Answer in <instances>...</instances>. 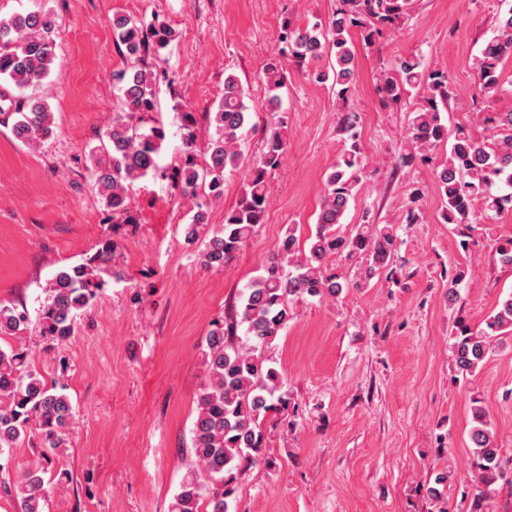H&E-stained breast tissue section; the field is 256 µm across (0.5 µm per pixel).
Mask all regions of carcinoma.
<instances>
[{
    "label": "carcinoma",
    "instance_id": "carcinoma-1",
    "mask_svg": "<svg viewBox=\"0 0 512 512\" xmlns=\"http://www.w3.org/2000/svg\"><path fill=\"white\" fill-rule=\"evenodd\" d=\"M410 0H338L327 27L315 24L300 27L284 22V40L288 54L263 66L270 102L275 113L270 118L265 150L252 164L246 184L234 209L225 213L224 224L204 241L200 257L208 266L222 267L253 236L262 222L268 205L267 180L286 156L285 121L275 91L285 84L287 65L312 73L315 81H332L346 91L355 76L354 51L350 32L360 31L371 43L381 28L400 19ZM56 15L45 6L0 18V102L10 103L12 132L22 142L51 137V108L37 94L48 77L55 60L58 34ZM113 28L131 67L115 75L120 104L112 113V124L105 132L102 150L106 160L95 161L93 178L112 214L122 223L135 224L137 218L130 203L128 187L149 175L170 179L184 197H194L198 188L205 189L207 200L224 197V175L238 168L239 147L249 123L244 89L229 74L224 78V94L209 124L213 128L203 155L196 152V122L193 114H183L181 162L172 171L162 168L158 158L166 138L151 112L156 109V89L170 80L168 72L142 66L145 56H156L177 38L176 30L158 21L148 25L130 17H117ZM334 50L335 62L321 65L327 49ZM512 58V8L500 19L497 34L483 49V66L479 91L488 99L504 92L499 66ZM396 76L385 79L381 92L393 102L412 95L424 87V94L410 118L408 141L411 150L402 155L401 163L409 166L448 141V125L443 117L451 95L448 75L434 69L423 71L413 58L401 60ZM484 121L498 127L501 140L487 148L465 127L457 129L448 160L436 168V184L444 201L442 216L448 224L469 222L476 207L486 214H498L512 208V111L488 112ZM344 131L351 141L330 172L323 189L315 233L306 239L308 246L299 248L293 232L278 243L276 255L239 292L231 314L217 322L207 336L204 353L206 379L198 397L197 414L191 429V455L194 467L174 496L170 512H201L207 501L209 512H228V499L235 484L262 461L265 434L262 422L274 411L288 409L281 393L282 373L263 354L289 320L288 300L292 297L332 299L349 287L336 273L330 259L347 253L365 254L364 272L369 281L388 266L395 250L396 234L390 224L365 222L344 236L337 231L342 218L361 190L359 148L355 120L347 118ZM205 203L197 204L194 222L184 225L185 239L191 243L200 237L205 218ZM116 246L106 242L85 263L60 270L52 294L42 310L45 333L57 340L70 336L77 312L101 288L97 271L115 257ZM28 315L0 302V338H20L27 329ZM244 327V336L233 339ZM455 364L458 374L467 377L481 368L491 353V342L512 334V294L486 320V328L474 332L464 323L456 326ZM74 416L70 398L54 385H48L34 367L23 345L0 347V456L24 439L38 438L41 463L27 469L16 486L20 495V512H43L48 465L63 459L69 448L67 427ZM473 469L476 479L472 512H485V503L503 479L500 449L493 442L487 413L477 398H472ZM450 475L435 474L427 485V495L443 504L438 512H447L444 489Z\"/></svg>",
    "mask_w": 512,
    "mask_h": 512
}]
</instances>
